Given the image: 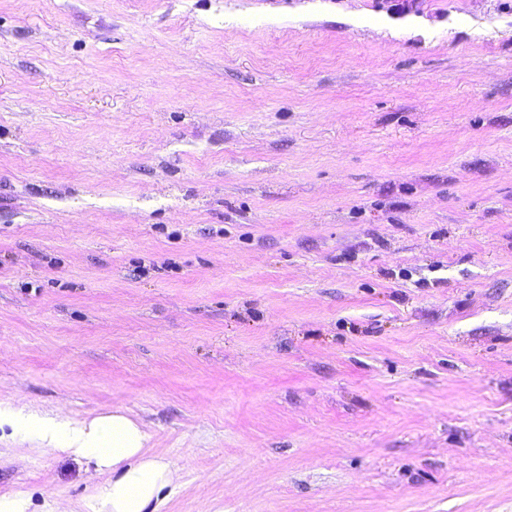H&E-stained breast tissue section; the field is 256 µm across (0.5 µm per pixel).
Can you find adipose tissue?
I'll use <instances>...</instances> for the list:
<instances>
[{
	"label": "adipose tissue",
	"mask_w": 512,
	"mask_h": 512,
	"mask_svg": "<svg viewBox=\"0 0 512 512\" xmlns=\"http://www.w3.org/2000/svg\"><path fill=\"white\" fill-rule=\"evenodd\" d=\"M10 424L35 435L45 446L86 461L99 474H111L85 507L87 512H159L179 475L164 458L150 454V435L142 424L121 411L92 420L5 406L0 425Z\"/></svg>",
	"instance_id": "ef3b65f1"
}]
</instances>
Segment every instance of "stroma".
<instances>
[{"instance_id": "obj_1", "label": "stroma", "mask_w": 512, "mask_h": 512, "mask_svg": "<svg viewBox=\"0 0 512 512\" xmlns=\"http://www.w3.org/2000/svg\"><path fill=\"white\" fill-rule=\"evenodd\" d=\"M0 405L161 512H512V0H0ZM14 425L45 446L92 465L97 474L112 473L86 504L88 512H160L180 476L163 457L147 449L150 434L121 411L91 421L0 407V427ZM165 494V491L168 490Z\"/></svg>"}]
</instances>
